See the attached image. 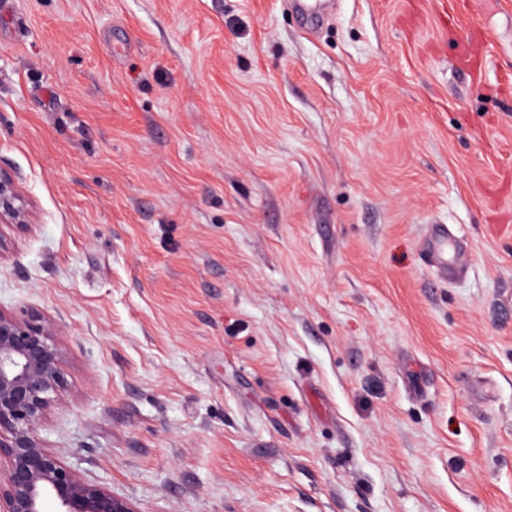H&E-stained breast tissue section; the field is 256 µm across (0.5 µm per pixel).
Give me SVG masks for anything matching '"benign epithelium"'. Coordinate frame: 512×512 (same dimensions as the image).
<instances>
[{
	"label": "benign epithelium",
	"mask_w": 512,
	"mask_h": 512,
	"mask_svg": "<svg viewBox=\"0 0 512 512\" xmlns=\"http://www.w3.org/2000/svg\"><path fill=\"white\" fill-rule=\"evenodd\" d=\"M14 178L0 170V223L25 225ZM59 327L32 311H0V512H138L129 501L88 482L42 444L38 430L67 388Z\"/></svg>",
	"instance_id": "1"
}]
</instances>
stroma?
Masks as SVG:
<instances>
[{
  "mask_svg": "<svg viewBox=\"0 0 512 512\" xmlns=\"http://www.w3.org/2000/svg\"><path fill=\"white\" fill-rule=\"evenodd\" d=\"M0 168V310L60 325L39 437L86 480L512 512V0H0ZM19 193L14 178L0 169V223L25 225L27 211L19 203ZM425 246L442 277L453 278L460 273L461 266L454 260H448V232L443 226L433 229Z\"/></svg>",
  "mask_w": 512,
  "mask_h": 512,
  "instance_id": "1",
  "label": "stroma"
}]
</instances>
